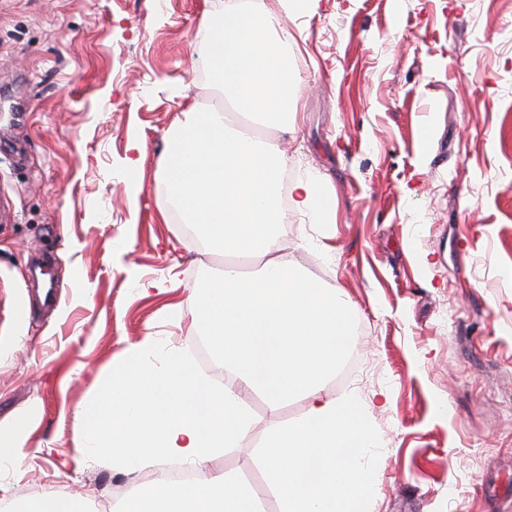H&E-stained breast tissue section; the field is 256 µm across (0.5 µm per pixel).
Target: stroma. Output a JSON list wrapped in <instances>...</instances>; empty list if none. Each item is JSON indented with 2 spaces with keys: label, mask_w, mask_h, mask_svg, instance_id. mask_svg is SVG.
Here are the masks:
<instances>
[{
  "label": "stroma",
  "mask_w": 512,
  "mask_h": 512,
  "mask_svg": "<svg viewBox=\"0 0 512 512\" xmlns=\"http://www.w3.org/2000/svg\"><path fill=\"white\" fill-rule=\"evenodd\" d=\"M235 0H0V430L26 423L0 470V512L81 493L118 512L153 463L111 481L70 464L98 377L144 337L197 351L201 272H221L177 217L160 158L186 106L215 107L204 48ZM294 132L260 125L290 181L330 191L326 219L287 211L286 259L352 306L351 360L327 387L355 394L382 453L369 512H512V0H320L283 16ZM140 180L129 185L130 163ZM57 307L43 305L36 271ZM149 280L164 291L141 295ZM206 464L244 478L271 419ZM444 413H435L436 405Z\"/></svg>",
  "instance_id": "obj_1"
}]
</instances>
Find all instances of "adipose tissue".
<instances>
[{
	"label": "adipose tissue",
	"mask_w": 512,
	"mask_h": 512,
	"mask_svg": "<svg viewBox=\"0 0 512 512\" xmlns=\"http://www.w3.org/2000/svg\"><path fill=\"white\" fill-rule=\"evenodd\" d=\"M121 512H262V507L241 478L219 474L182 485L158 482L145 496L128 499Z\"/></svg>",
	"instance_id": "obj_1"
}]
</instances>
